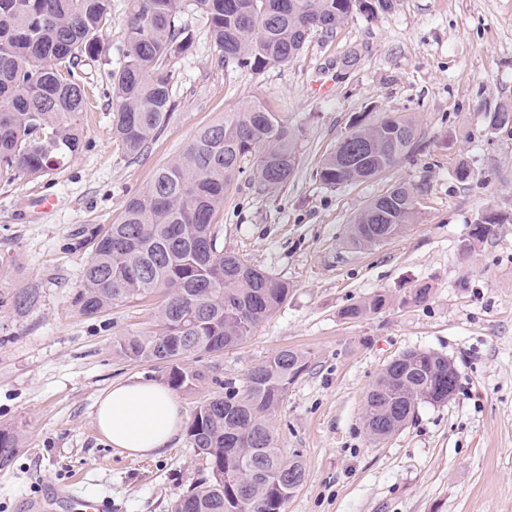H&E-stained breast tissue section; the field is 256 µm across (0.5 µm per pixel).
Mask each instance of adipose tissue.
I'll list each match as a JSON object with an SVG mask.
<instances>
[{"label": "adipose tissue", "instance_id": "1", "mask_svg": "<svg viewBox=\"0 0 512 512\" xmlns=\"http://www.w3.org/2000/svg\"><path fill=\"white\" fill-rule=\"evenodd\" d=\"M182 421L181 406L172 390L140 377L113 384L99 400L96 412L100 435L133 457L163 453Z\"/></svg>", "mask_w": 512, "mask_h": 512}]
</instances>
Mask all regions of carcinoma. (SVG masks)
<instances>
[{
    "mask_svg": "<svg viewBox=\"0 0 512 512\" xmlns=\"http://www.w3.org/2000/svg\"><path fill=\"white\" fill-rule=\"evenodd\" d=\"M206 16L221 57L262 71L285 64L314 32L332 33L354 9L368 15L392 0H194ZM182 0H129L127 45L110 72L112 133L130 154L141 153L175 112L170 59L187 47L178 24ZM112 20V0H0V180L38 178L85 147L80 125L87 105L78 72L98 55L99 37ZM355 131L344 154L330 152L318 172L328 187L375 177L417 146V124L401 113L381 112ZM302 131L260 105L229 112L202 128L177 156L159 166L143 192L130 198L119 219L92 230L75 303L95 315L129 299L160 295L154 328L116 340L133 361L169 365L168 383L189 391L203 371L182 361L246 342L287 300L290 285L218 246L214 219L237 176L250 167L264 189L286 185L301 161ZM354 218L349 244L366 248L399 235L418 211L414 189L398 185ZM500 218L481 214L462 246L468 255L492 234ZM38 288L16 291L22 314ZM375 294L342 311L347 319L386 309ZM448 357L414 349L390 362L366 394L363 423L369 438L392 436L423 403L448 402L458 373ZM308 367L304 353L277 352L250 369L238 386L204 401L187 429L190 447L207 464L208 478L180 495L172 512H285L304 483L303 456H284L271 419L291 384ZM20 448L14 428L0 429V467Z\"/></svg>",
    "mask_w": 512,
    "mask_h": 512,
    "instance_id": "cac0c4a2",
    "label": "carcinoma"
}]
</instances>
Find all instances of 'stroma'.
I'll list each match as a JSON object with an SVG mask.
<instances>
[{"label":"stroma","instance_id":"1","mask_svg":"<svg viewBox=\"0 0 512 512\" xmlns=\"http://www.w3.org/2000/svg\"><path fill=\"white\" fill-rule=\"evenodd\" d=\"M127 0H112L98 56L82 65L92 107L80 123L83 152L37 179L0 181V427H19L22 447L0 469V512H28L50 486L75 483L108 498L112 512H171L208 474L179 435L157 457H131L99 434L98 399L112 383L165 382L156 363L118 355L116 340L150 329L156 297L134 298L95 317L74 306L88 251L76 235L115 222L157 167L227 112L261 105L303 132L302 159L283 188L240 174L215 222L218 244L287 281V301L247 342L194 354L205 379L178 392L184 420L283 349L308 357L273 419L284 455L300 452L303 485L285 512H512V125L486 114L512 107V0H395L354 13L336 32L312 33L287 64L260 72L220 63L207 19L183 8L188 48L173 58L176 110L140 155L112 135L108 80L126 50ZM329 83L322 98L316 86ZM419 122L418 148L387 172L333 188L317 172L338 139L375 113ZM466 166L471 176L459 181ZM415 187L414 223L368 248L347 244L354 217L397 184ZM51 196L38 214L33 199ZM500 224L462 255L481 213ZM37 285L39 300L16 313L13 293ZM431 289L426 304L404 297ZM380 313L342 310L374 293ZM429 349L452 361L448 403L419 406L396 434L375 442L362 423L365 396L401 353Z\"/></svg>","mask_w":512,"mask_h":512}]
</instances>
